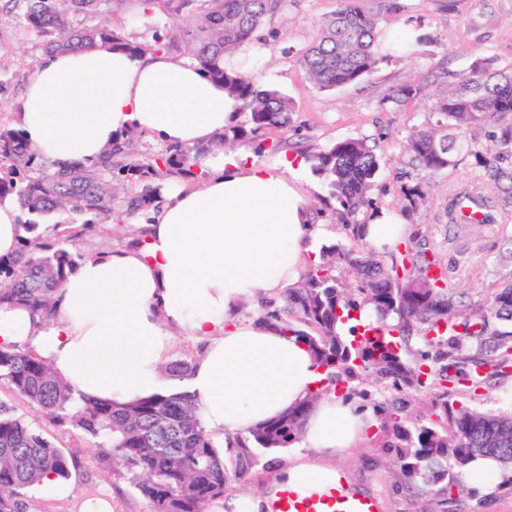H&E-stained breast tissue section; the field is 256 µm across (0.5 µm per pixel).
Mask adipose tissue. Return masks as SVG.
Listing matches in <instances>:
<instances>
[{
	"label": "adipose tissue",
	"instance_id": "adipose-tissue-1",
	"mask_svg": "<svg viewBox=\"0 0 512 512\" xmlns=\"http://www.w3.org/2000/svg\"><path fill=\"white\" fill-rule=\"evenodd\" d=\"M14 125L46 162L90 164L128 128L192 148L202 188L172 179L160 207L136 220L139 243L89 254L39 323L0 307V345L45 359L77 394L128 404L162 392L174 336L200 341L190 388L216 449L294 407L322 377L307 346L273 325L245 321L241 302L273 296L296 280L320 231L308 208L305 160L258 159L214 141L237 119L239 100L190 59L149 51L133 57L94 46L41 58L17 100ZM408 227L385 212L360 228L365 245L394 248ZM377 419L326 396L308 415L303 452L254 498L271 512L281 489L347 493L328 460L366 440Z\"/></svg>",
	"mask_w": 512,
	"mask_h": 512
}]
</instances>
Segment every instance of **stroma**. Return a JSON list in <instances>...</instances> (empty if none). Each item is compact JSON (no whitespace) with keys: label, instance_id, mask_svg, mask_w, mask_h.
<instances>
[{"label":"stroma","instance_id":"obj_1","mask_svg":"<svg viewBox=\"0 0 512 512\" xmlns=\"http://www.w3.org/2000/svg\"><path fill=\"white\" fill-rule=\"evenodd\" d=\"M402 12L384 15L380 43L403 31L425 36L412 46L411 56L395 55L381 61L363 80L334 91L314 87L298 62L299 52L318 32L320 21L334 13L339 0H286L273 22L262 29V46L268 53L264 87L278 90L293 108V126L269 130L262 155L274 145L300 155L309 148H324L347 137L374 139L383 166L375 179L372 196L379 209L399 207L402 176L406 169L402 150L410 134L432 111L437 91L394 106L387 96L409 75L426 72L446 61L449 81L469 72L476 62L493 54L512 64V0H401ZM42 53L38 38L9 14H0V125H12V107L22 96ZM427 199L409 222L422 247L434 252L458 298L479 301L512 272V261L502 256L511 246L512 223L452 224L448 201L465 187H477L481 176L472 159L456 168L429 176ZM327 188L311 195L315 223L325 225L318 245L339 242L359 246L352 227L338 222L327 208ZM0 403L32 422L74 462L69 479L71 499L64 502L37 486L24 499L25 512H78L87 498H105L112 512H150L148 501L130 483L124 471L100 463L88 438L73 427H60L37 406L0 384ZM334 466L344 471L357 493L380 502L381 512H419L416 497L398 491L396 473L380 448L364 442L336 455Z\"/></svg>","mask_w":512,"mask_h":512}]
</instances>
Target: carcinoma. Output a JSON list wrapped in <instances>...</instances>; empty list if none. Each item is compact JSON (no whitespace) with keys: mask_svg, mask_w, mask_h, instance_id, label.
Here are the masks:
<instances>
[{"mask_svg":"<svg viewBox=\"0 0 512 512\" xmlns=\"http://www.w3.org/2000/svg\"><path fill=\"white\" fill-rule=\"evenodd\" d=\"M283 0H4L0 11L17 14L19 23L40 39L43 54L108 45L133 55L147 51L177 53L194 61L209 78L233 88L248 124L234 126L231 139H259L271 128L292 127V108L280 92L248 77H230L224 54L249 44L281 9ZM144 13L157 10L178 20L149 37H130L112 26L123 6ZM380 12L364 0H341L319 24L316 38L299 55L310 82L332 91L369 75L383 60L379 53ZM447 72L411 76L395 87L388 101L396 106L446 83ZM486 131L484 151L460 134ZM135 129L109 146L89 165L52 169L24 141L21 132L0 126V196L17 198L25 216L18 254L0 259V306L21 305L32 314L53 316V295L84 257L80 239L114 220L116 208L129 215L163 203L162 188L174 176L197 178L190 150L166 145L140 153ZM411 172L436 173L474 157L496 203L480 191L465 192L451 207L470 203L481 224H494L512 211V65L488 56L438 94L433 112L404 146ZM313 175L338 203L342 224H363L361 215L379 214L371 197L381 158L366 137H348L308 155ZM429 186L416 182L405 192L407 216L422 204ZM84 217L79 229L68 216ZM55 216L57 242L42 241L39 219ZM378 255L340 243L324 245L296 287L283 291V305L264 301L260 320L275 323L303 342L324 377L308 399L285 414L229 439L224 455L214 449L185 390L158 394L133 404L76 397L40 357L0 346V383L39 406L60 426L86 434L103 464L124 469L152 512H207L209 503L249 475L260 457L301 441L314 399L341 393L373 408L380 424V448L395 468L398 483L430 496L438 512L466 494L469 461L480 455L512 468V413H492L474 405L485 383L483 370L512 372V273L505 284L470 306L456 304L445 279L428 278L437 265L416 236ZM390 261H385L384 257ZM356 274L354 282L344 270ZM193 362L167 367L178 381ZM463 389L468 402L448 401ZM380 389L435 394L431 417L406 416L407 404L378 399ZM73 461L33 423L0 404V512H21L26 493L52 475L71 476Z\"/></svg>","mask_w":512,"mask_h":512,"instance_id":"carcinoma-1","label":"carcinoma"}]
</instances>
